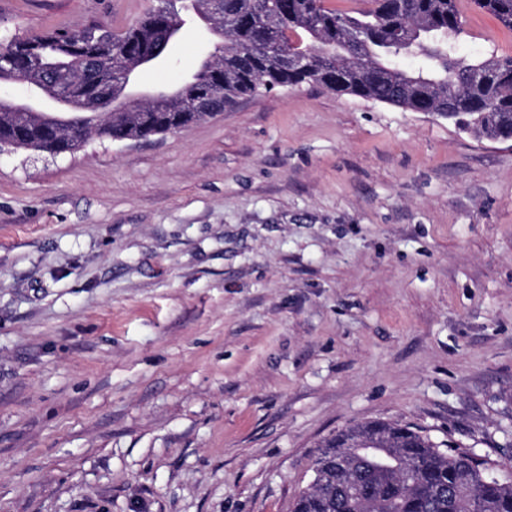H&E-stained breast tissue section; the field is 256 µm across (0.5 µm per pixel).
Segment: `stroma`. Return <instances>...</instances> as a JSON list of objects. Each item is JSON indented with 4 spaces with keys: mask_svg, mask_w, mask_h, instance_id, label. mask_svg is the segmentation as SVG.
Returning a JSON list of instances; mask_svg holds the SVG:
<instances>
[{
    "mask_svg": "<svg viewBox=\"0 0 512 512\" xmlns=\"http://www.w3.org/2000/svg\"><path fill=\"white\" fill-rule=\"evenodd\" d=\"M155 3L0 0V35ZM462 12V55L512 56ZM209 49L186 25L141 85ZM368 420L512 462V141L303 85L0 153V512H291Z\"/></svg>",
    "mask_w": 512,
    "mask_h": 512,
    "instance_id": "stroma-1",
    "label": "stroma"
}]
</instances>
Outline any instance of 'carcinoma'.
I'll use <instances>...</instances> for the list:
<instances>
[{"label": "carcinoma", "instance_id": "obj_1", "mask_svg": "<svg viewBox=\"0 0 512 512\" xmlns=\"http://www.w3.org/2000/svg\"><path fill=\"white\" fill-rule=\"evenodd\" d=\"M224 13L205 21L203 0H168L121 31L92 25L56 29L0 45V84L27 79L32 92L53 100L66 76L80 102L75 121L96 101L99 83L86 75L92 59L117 87L113 111L124 118L102 124L97 135L120 142L136 132L142 138L175 126L202 121L192 94L220 91L218 112L245 97L274 89L316 85L425 112L454 121L478 139L512 136V56L484 59L460 56L464 33L461 0H365L370 7L336 11L325 0H223ZM512 31V0H470ZM192 11L224 51V63L205 59L179 87L154 103L133 100L119 87L144 71L141 59H167L171 42L165 29H182ZM300 42L312 48L307 68L297 69L279 54ZM418 61L413 70L399 61ZM480 80L466 82L463 76ZM31 106L0 98V142L60 156L84 142L57 135L35 116L24 124L16 114ZM308 487L292 512H512V466L495 474L478 455L448 449L409 426L372 421L340 431L322 445Z\"/></svg>", "mask_w": 512, "mask_h": 512}]
</instances>
